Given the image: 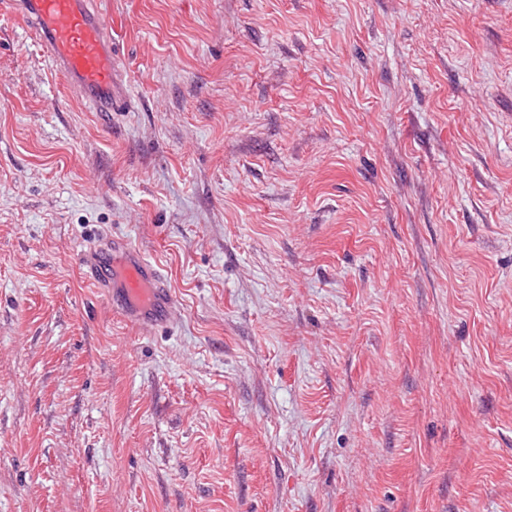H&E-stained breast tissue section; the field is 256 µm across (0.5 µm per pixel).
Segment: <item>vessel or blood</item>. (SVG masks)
Segmentation results:
<instances>
[{"mask_svg":"<svg viewBox=\"0 0 512 512\" xmlns=\"http://www.w3.org/2000/svg\"><path fill=\"white\" fill-rule=\"evenodd\" d=\"M0 9L22 19L51 67L95 111L112 112L120 106L116 55L103 9L90 8L88 0H0ZM90 259L92 280L108 290L113 308L126 321L148 330L177 314L175 296L160 267L145 261L128 242L105 240Z\"/></svg>","mask_w":512,"mask_h":512,"instance_id":"b4317fda","label":"vessel or blood"}]
</instances>
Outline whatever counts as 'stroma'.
<instances>
[{
    "label": "stroma",
    "instance_id": "obj_1",
    "mask_svg": "<svg viewBox=\"0 0 512 512\" xmlns=\"http://www.w3.org/2000/svg\"><path fill=\"white\" fill-rule=\"evenodd\" d=\"M101 2L120 112L0 13V512H512V0ZM90 277L107 288L112 307L128 322L148 330L178 312L175 296L160 267L145 261L128 242L112 237L90 253Z\"/></svg>",
    "mask_w": 512,
    "mask_h": 512
}]
</instances>
